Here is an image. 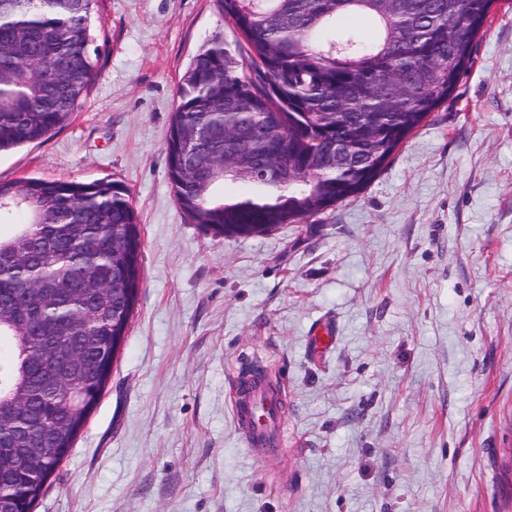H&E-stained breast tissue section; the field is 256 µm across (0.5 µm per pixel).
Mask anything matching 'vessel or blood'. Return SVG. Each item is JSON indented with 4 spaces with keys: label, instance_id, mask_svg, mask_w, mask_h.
Instances as JSON below:
<instances>
[{
    "label": "vessel or blood",
    "instance_id": "b4317fda",
    "mask_svg": "<svg viewBox=\"0 0 512 512\" xmlns=\"http://www.w3.org/2000/svg\"><path fill=\"white\" fill-rule=\"evenodd\" d=\"M232 411L247 446L275 456L282 435L278 389L257 381L240 382Z\"/></svg>",
    "mask_w": 512,
    "mask_h": 512
}]
</instances>
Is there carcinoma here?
Here are the masks:
<instances>
[{"instance_id":"1","label":"carcinoma","mask_w":512,"mask_h":512,"mask_svg":"<svg viewBox=\"0 0 512 512\" xmlns=\"http://www.w3.org/2000/svg\"><path fill=\"white\" fill-rule=\"evenodd\" d=\"M501 0H215L243 42L197 53L176 90L167 174L185 216L215 235L247 237L300 224L362 193L404 139L454 101L476 38ZM95 0H0V152L64 127L95 75ZM372 19L363 39L353 20ZM70 60L58 74L57 56ZM208 131L194 143L190 134ZM202 162L213 175L197 178ZM257 192L235 195L225 183ZM0 487L8 512H31L106 387L93 339L126 336L138 299L141 236L126 187L25 178L0 182ZM117 283L95 295L78 287ZM57 347L31 360L43 337ZM80 351L81 415L44 391L51 367ZM33 395L20 416L15 396Z\"/></svg>"}]
</instances>
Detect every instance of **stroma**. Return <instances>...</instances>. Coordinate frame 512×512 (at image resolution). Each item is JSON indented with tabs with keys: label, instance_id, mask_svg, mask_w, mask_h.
<instances>
[{
	"label": "stroma",
	"instance_id": "35a3bbf8",
	"mask_svg": "<svg viewBox=\"0 0 512 512\" xmlns=\"http://www.w3.org/2000/svg\"><path fill=\"white\" fill-rule=\"evenodd\" d=\"M70 122L0 153V181L116 180L140 224L138 302L108 384L33 512H512V8L459 99L357 198L249 237L190 223L166 140L214 0H98ZM336 328L312 355L316 326ZM258 365L286 430L246 447L230 389Z\"/></svg>",
	"mask_w": 512,
	"mask_h": 512
}]
</instances>
